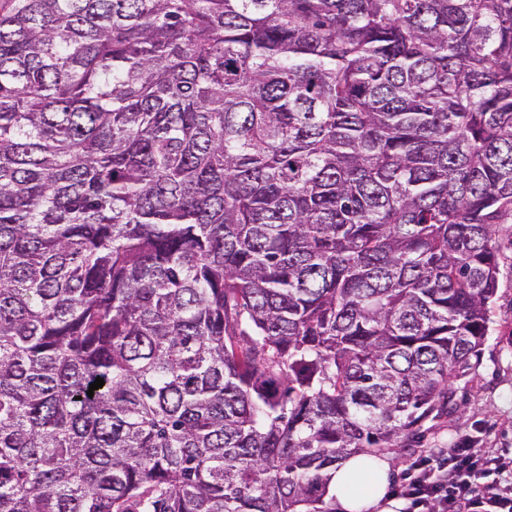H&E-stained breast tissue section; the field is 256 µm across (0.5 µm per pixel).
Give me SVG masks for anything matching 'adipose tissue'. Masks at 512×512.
<instances>
[{
    "label": "adipose tissue",
    "instance_id": "1",
    "mask_svg": "<svg viewBox=\"0 0 512 512\" xmlns=\"http://www.w3.org/2000/svg\"><path fill=\"white\" fill-rule=\"evenodd\" d=\"M390 469L387 459L355 453L332 470L328 492L341 512H396L397 503L386 496Z\"/></svg>",
    "mask_w": 512,
    "mask_h": 512
}]
</instances>
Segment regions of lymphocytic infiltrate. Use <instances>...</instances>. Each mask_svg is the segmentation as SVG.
Wrapping results in <instances>:
<instances>
[{
	"label": "lymphocytic infiltrate",
	"mask_w": 512,
	"mask_h": 512,
	"mask_svg": "<svg viewBox=\"0 0 512 512\" xmlns=\"http://www.w3.org/2000/svg\"><path fill=\"white\" fill-rule=\"evenodd\" d=\"M395 494L408 501V512H512V460L465 437L457 448L417 459Z\"/></svg>",
	"instance_id": "lymphocytic-infiltrate-1"
}]
</instances>
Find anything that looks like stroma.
<instances>
[{"label":"stroma","instance_id":"1","mask_svg":"<svg viewBox=\"0 0 512 512\" xmlns=\"http://www.w3.org/2000/svg\"><path fill=\"white\" fill-rule=\"evenodd\" d=\"M499 288L491 305L494 323L472 372L454 380L456 410L426 421L413 447L385 452L389 488L406 478L412 463L435 448L456 447L462 436L482 439L499 455L512 457V224L497 227Z\"/></svg>","mask_w":512,"mask_h":512}]
</instances>
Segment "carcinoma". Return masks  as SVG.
<instances>
[{
  "mask_svg": "<svg viewBox=\"0 0 512 512\" xmlns=\"http://www.w3.org/2000/svg\"><path fill=\"white\" fill-rule=\"evenodd\" d=\"M509 222L512 0H0V512H336Z\"/></svg>",
  "mask_w": 512,
  "mask_h": 512,
  "instance_id": "1",
  "label": "carcinoma"
}]
</instances>
